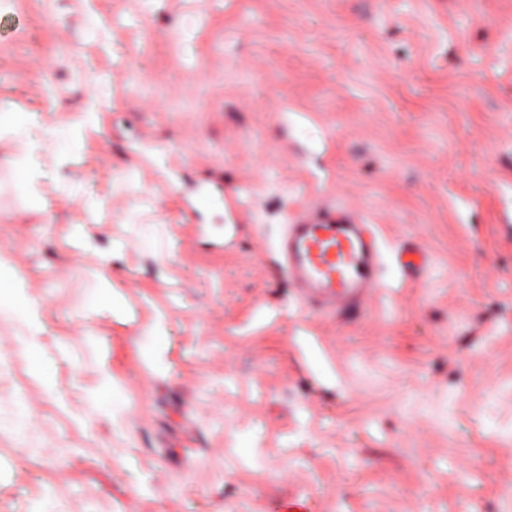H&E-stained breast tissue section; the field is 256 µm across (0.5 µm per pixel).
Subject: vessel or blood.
<instances>
[{
    "label": "vessel or blood",
    "mask_w": 512,
    "mask_h": 512,
    "mask_svg": "<svg viewBox=\"0 0 512 512\" xmlns=\"http://www.w3.org/2000/svg\"><path fill=\"white\" fill-rule=\"evenodd\" d=\"M282 267L307 302L347 319L380 286L382 253L369 224L354 213L321 207L298 217L280 242ZM403 270L418 272L429 257L417 245L397 256Z\"/></svg>",
    "instance_id": "b4317fda"
}]
</instances>
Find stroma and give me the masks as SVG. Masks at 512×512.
Segmentation results:
<instances>
[{
	"instance_id": "35a3bbf8",
	"label": "stroma",
	"mask_w": 512,
	"mask_h": 512,
	"mask_svg": "<svg viewBox=\"0 0 512 512\" xmlns=\"http://www.w3.org/2000/svg\"><path fill=\"white\" fill-rule=\"evenodd\" d=\"M0 258V512H512V0H0ZM282 268L307 302L346 319L380 286V243L362 217L321 207L288 224ZM399 266L409 272H418L426 269L430 263L424 250L417 245L404 248L397 256Z\"/></svg>"
}]
</instances>
